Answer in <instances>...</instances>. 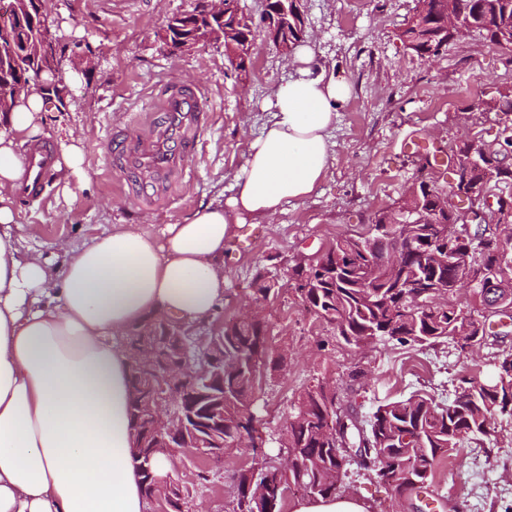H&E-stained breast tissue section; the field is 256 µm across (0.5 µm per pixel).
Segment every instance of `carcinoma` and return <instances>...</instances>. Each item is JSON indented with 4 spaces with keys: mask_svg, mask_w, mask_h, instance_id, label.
Listing matches in <instances>:
<instances>
[{
    "mask_svg": "<svg viewBox=\"0 0 512 512\" xmlns=\"http://www.w3.org/2000/svg\"><path fill=\"white\" fill-rule=\"evenodd\" d=\"M17 9L0 31V114L13 111L18 96L32 81L43 59L39 42L49 35V29L34 0H15ZM458 0H426L424 7H415V13L399 31L404 46L419 55L440 50L431 45L446 46L452 42L448 32L437 26V18L457 9ZM464 20L482 33L489 42L504 50H512V0H472ZM175 36L205 32L208 21L194 12L181 14L175 19ZM508 142L503 133L494 140L481 142L474 153L495 161L505 160L502 143ZM476 182L485 191L512 185V163L497 169L496 176L480 170ZM415 224H399L396 230L407 233L412 244L402 258L401 268L392 273L370 263L356 249L354 237L336 240L333 247L336 264L341 274L322 276L319 286L306 289L301 281L319 276L313 268L300 263L291 268L289 280L294 282L303 309L334 326L337 341L355 346L360 340L374 343L378 339L394 340L400 345L434 347L451 344L466 351L456 336L457 326L466 319L482 316L478 289L474 282L483 274V268L492 264L496 252L512 250V238L501 242L479 240L471 245L470 262L457 255L464 245L456 242L448 253V307L440 309L424 306L416 310L401 311L402 296L397 288L399 279L414 281L420 286L435 275L422 264L419 255L427 245L432 231L430 213L414 215ZM469 290V300L462 302L453 290ZM255 329L230 320L224 322V452L235 449L239 429L253 430L257 420L254 413L256 394L261 389L256 370L243 367V356L253 352ZM327 398L321 384L303 389L288 417V448L299 455L300 463L279 470L275 465L265 466L267 481L271 485L272 500L281 502L283 493L293 487L300 488L312 498L337 494L344 473L336 461V441L363 449L359 465L374 476L395 463H406L407 470L398 479L400 487L413 488L414 493L430 487L435 467L441 458L458 444L467 440L480 441L492 435L499 417L512 418V353H504L496 364L493 381L482 382L473 376L457 378L454 398L448 403L438 402L425 394H412L407 398L379 404L371 416L362 420L349 406L339 403L332 413V421L345 419L346 431L335 438L324 435ZM252 482L251 471L237 475L236 494L231 512H241Z\"/></svg>",
    "mask_w": 512,
    "mask_h": 512,
    "instance_id": "carcinoma-1",
    "label": "carcinoma"
}]
</instances>
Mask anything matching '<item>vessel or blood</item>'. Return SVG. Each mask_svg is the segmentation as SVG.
Listing matches in <instances>:
<instances>
[{"instance_id":"1","label":"vessel or blood","mask_w":512,"mask_h":512,"mask_svg":"<svg viewBox=\"0 0 512 512\" xmlns=\"http://www.w3.org/2000/svg\"><path fill=\"white\" fill-rule=\"evenodd\" d=\"M157 114L135 121V131L115 150V160L139 178L142 198H167L172 185L189 176V162L197 151L213 105L196 85L166 84L155 90ZM28 175L18 192L39 200L53 167L48 144L27 151Z\"/></svg>"}]
</instances>
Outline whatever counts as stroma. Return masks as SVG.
Returning <instances> with one entry per match:
<instances>
[{
	"mask_svg": "<svg viewBox=\"0 0 512 512\" xmlns=\"http://www.w3.org/2000/svg\"><path fill=\"white\" fill-rule=\"evenodd\" d=\"M200 0H49V26L60 45L92 52V63L65 57L64 71H77L66 110L45 113L39 141L58 145L69 131L83 139L81 185L67 189L49 178L44 201L15 198L20 254L40 253L52 269L64 255L59 242L80 247L122 224L160 236L200 207L235 192L250 141L271 118L268 102L277 84L294 76L289 55L256 37L249 70L239 75L219 43L172 53L160 37L169 17ZM416 0H301L304 45L315 56V73L346 79L351 98L341 105L329 133L328 170L310 197L287 205L259 224L238 225L226 242L221 265V307L233 316L252 308L256 275L283 284L282 293L261 307L275 346L288 349L281 369L268 373L255 404L269 442L238 448L221 463L176 456L175 479L188 487L189 512H229L235 478L268 457L283 462L280 441L299 392L321 379L349 380L342 399L367 417L388 399L422 391L453 399L460 375L490 380L498 352L512 353V335L480 352L452 346H402L378 340L356 350L337 344L330 327L303 313L287 290L295 261L345 236H368L381 209L403 197L420 174L427 152L449 149L463 139L492 140L512 126V112H483L475 104L512 91V51L479 33L453 42L438 56L423 58L404 48L400 29ZM195 83L213 104L203 140L191 162L192 175L170 204L139 205L128 194L126 176L112 165L110 150L128 132L130 114L151 111L155 88L165 82ZM206 479H199V472ZM342 493L364 499L371 512H413L410 501L347 462ZM433 491L441 512H505L512 506V418H498L494 436L463 441L438 464Z\"/></svg>",
	"mask_w": 512,
	"mask_h": 512,
	"instance_id": "1",
	"label": "stroma"
}]
</instances>
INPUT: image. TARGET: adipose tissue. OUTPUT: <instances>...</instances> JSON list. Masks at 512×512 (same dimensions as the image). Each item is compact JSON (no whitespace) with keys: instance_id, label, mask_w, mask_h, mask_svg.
Returning a JSON list of instances; mask_svg holds the SVG:
<instances>
[{"instance_id":"ef3b65f1","label":"adipose tissue","mask_w":512,"mask_h":512,"mask_svg":"<svg viewBox=\"0 0 512 512\" xmlns=\"http://www.w3.org/2000/svg\"><path fill=\"white\" fill-rule=\"evenodd\" d=\"M313 61L309 47L293 50L296 74L274 90L232 196L167 225L160 241L124 224L65 249L57 275L11 243L24 144L48 107L42 87L31 85L0 123V512H147L124 340L150 317L210 319L234 226L261 223L320 184L327 132L351 87L314 74Z\"/></svg>"}]
</instances>
